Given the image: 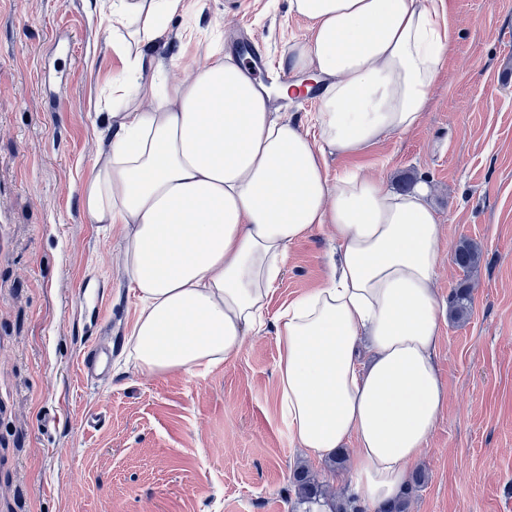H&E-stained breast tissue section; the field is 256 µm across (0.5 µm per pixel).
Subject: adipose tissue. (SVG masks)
Listing matches in <instances>:
<instances>
[{"mask_svg":"<svg viewBox=\"0 0 512 512\" xmlns=\"http://www.w3.org/2000/svg\"><path fill=\"white\" fill-rule=\"evenodd\" d=\"M187 0H101L127 69ZM443 0H289L309 35L284 68L324 82L311 126L273 118L244 66L212 57L164 91L114 81L81 203L91 223L122 225V267L140 302L129 338L149 376H202L273 327L280 417L307 457L350 447L345 496L379 506L405 489L448 407L437 347L442 226L427 183L400 192L355 156L418 128L454 37ZM338 248L325 281L269 316L289 249L314 230Z\"/></svg>","mask_w":512,"mask_h":512,"instance_id":"obj_1","label":"adipose tissue"}]
</instances>
